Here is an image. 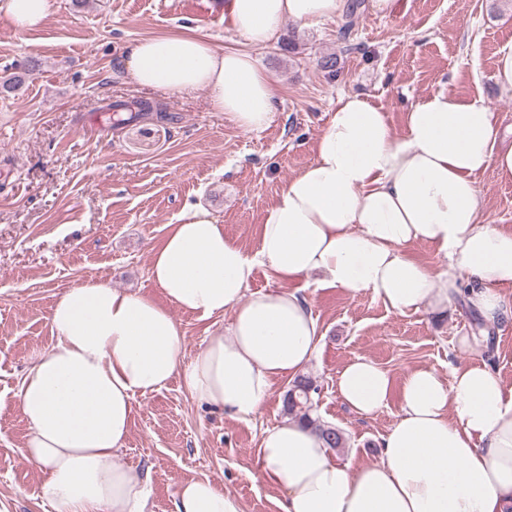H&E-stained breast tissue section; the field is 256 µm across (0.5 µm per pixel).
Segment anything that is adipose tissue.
<instances>
[{"instance_id": "adipose-tissue-1", "label": "adipose tissue", "mask_w": 512, "mask_h": 512, "mask_svg": "<svg viewBox=\"0 0 512 512\" xmlns=\"http://www.w3.org/2000/svg\"><path fill=\"white\" fill-rule=\"evenodd\" d=\"M347 0H223L225 22L246 49L179 33L127 45L119 59L141 88L206 90L211 108L240 129L275 119V91L252 54L284 21L340 18ZM51 0H0L19 31L40 27ZM493 112L479 97L446 91L413 102L402 133L386 108L341 96L315 140L314 158L266 211L258 249L246 254L204 208L181 216L150 253L148 275L163 301L87 280L50 310L55 342L34 353L17 393L28 425L25 456L43 473L54 512H150L148 475L117 463L136 396L172 379L199 405L240 421L257 418L274 380L295 379L319 353L318 325L298 286L370 293L399 315L441 314L463 297L483 323L512 316L500 293L512 285V232L483 216L477 173L512 180V147L497 148ZM444 261L431 271L413 245ZM270 287L250 291L256 267ZM207 319L230 314L190 361L172 309ZM341 400L364 415L400 408L378 462L353 466L319 432L287 418L257 448L258 474L282 492L281 512H512V387L486 364L408 372L394 387L366 357L341 369ZM175 512H244L210 479L179 484Z\"/></svg>"}]
</instances>
